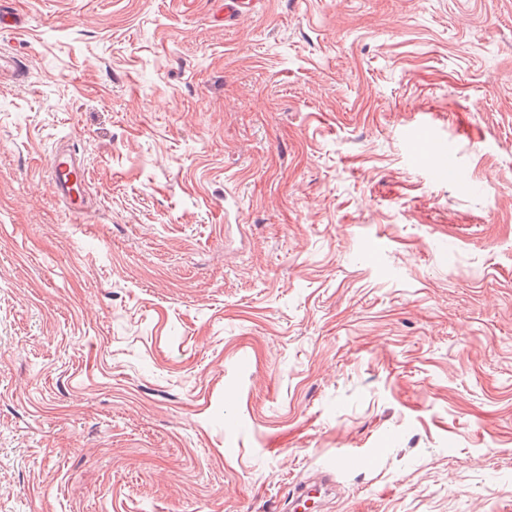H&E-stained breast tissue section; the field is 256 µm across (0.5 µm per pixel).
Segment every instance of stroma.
<instances>
[{"label":"stroma","mask_w":512,"mask_h":512,"mask_svg":"<svg viewBox=\"0 0 512 512\" xmlns=\"http://www.w3.org/2000/svg\"><path fill=\"white\" fill-rule=\"evenodd\" d=\"M0 6V512H512V0ZM51 181L56 195L65 203L70 215L81 217L86 210L85 165L66 147L57 148L52 154Z\"/></svg>","instance_id":"35a3bbf8"}]
</instances>
